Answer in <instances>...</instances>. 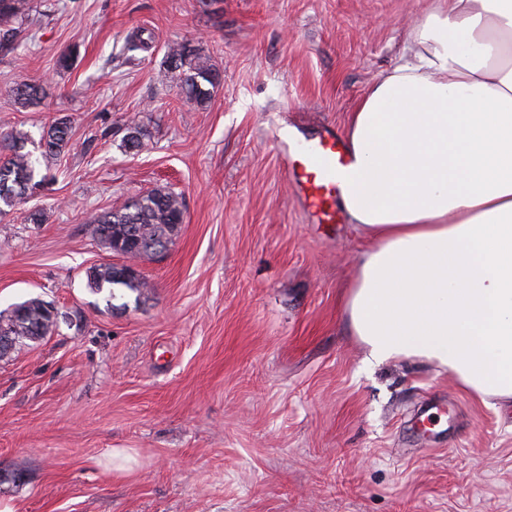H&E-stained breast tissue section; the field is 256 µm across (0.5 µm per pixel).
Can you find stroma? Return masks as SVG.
I'll list each match as a JSON object with an SVG mask.
<instances>
[{
  "mask_svg": "<svg viewBox=\"0 0 512 512\" xmlns=\"http://www.w3.org/2000/svg\"><path fill=\"white\" fill-rule=\"evenodd\" d=\"M0 56V134L72 136L0 218V309L57 332L0 360V498L21 512H512V408L421 359L364 361L345 308L366 242L314 223L276 138L343 134L433 0H54ZM134 31L150 47L127 52ZM190 42L203 106L166 71ZM71 65L59 69L61 54ZM47 84L35 107L12 87ZM139 116L142 148L123 145ZM158 186L185 221L111 310L86 285L95 215ZM42 211L31 224L28 212ZM165 64L186 99L196 104H205L212 90L220 84L219 68L196 48L188 52L184 43H175L168 48ZM53 302L46 301L40 297H33L23 302L16 303L8 306L7 308L0 309V335L1 331L17 336V346L30 345V342L35 344L41 340H35L29 336H50V328L45 327L44 322L48 320L45 316L44 305H49ZM50 321L53 329L59 323L62 313L53 303L46 306ZM23 311V313H21ZM45 327L42 332L40 329ZM14 348V350L17 348Z\"/></svg>",
  "mask_w": 512,
  "mask_h": 512,
  "instance_id": "stroma-1",
  "label": "stroma"
}]
</instances>
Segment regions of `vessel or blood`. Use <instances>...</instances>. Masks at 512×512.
<instances>
[{"instance_id":"vessel-or-blood-1","label":"vessel or blood","mask_w":512,"mask_h":512,"mask_svg":"<svg viewBox=\"0 0 512 512\" xmlns=\"http://www.w3.org/2000/svg\"><path fill=\"white\" fill-rule=\"evenodd\" d=\"M279 151L316 223H336L340 194L351 178L343 142L327 131L307 141L282 142Z\"/></svg>"}]
</instances>
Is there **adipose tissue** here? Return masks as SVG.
Wrapping results in <instances>:
<instances>
[{
	"label": "adipose tissue",
	"instance_id": "adipose-tissue-1",
	"mask_svg": "<svg viewBox=\"0 0 512 512\" xmlns=\"http://www.w3.org/2000/svg\"><path fill=\"white\" fill-rule=\"evenodd\" d=\"M339 204L368 247L350 330L512 405V0H446L345 130Z\"/></svg>",
	"mask_w": 512,
	"mask_h": 512
}]
</instances>
